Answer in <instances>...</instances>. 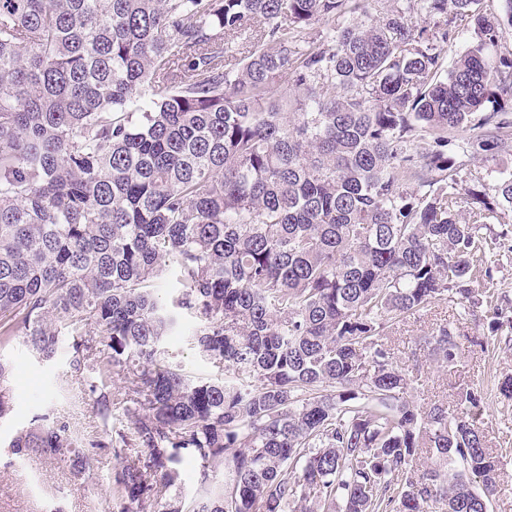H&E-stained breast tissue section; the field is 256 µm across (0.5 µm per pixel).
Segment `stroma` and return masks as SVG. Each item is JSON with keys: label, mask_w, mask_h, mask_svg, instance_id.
<instances>
[{"label": "stroma", "mask_w": 512, "mask_h": 512, "mask_svg": "<svg viewBox=\"0 0 512 512\" xmlns=\"http://www.w3.org/2000/svg\"><path fill=\"white\" fill-rule=\"evenodd\" d=\"M512 119V102L491 98L480 115L448 137V155L456 168L457 189H475L493 193L504 178L512 176V152H500L479 145L481 116L493 112ZM486 249L491 257L488 277L480 280L478 290L489 289L505 294L508 303L503 311L501 341H489L478 347L466 345L457 373L445 372L432 356L419 351V339L438 326L453 323L460 333L482 335L485 308L469 311L450 297L433 303L407 317L391 333L392 346L400 360L419 353L428 372L422 387L414 393L418 406L453 403L461 382L483 386L481 430L489 448H512V399L500 395L498 382L512 374V346L504 339L512 336V210L498 212L486 232ZM172 361L189 375L209 379L222 371L206 360L187 337L172 336L166 343ZM11 365L9 388L12 412L0 420V440L10 441L27 427L33 416L47 414L67 423L68 435L76 447H88L90 440L107 436L105 426L93 408V397L82 378L69 365L67 354L50 364L40 362L28 349L24 337L17 336L0 349ZM118 466L111 450L97 451L93 472L74 477L68 463L52 454L24 452L7 455L0 452V512H108V494Z\"/></svg>", "instance_id": "obj_1"}]
</instances>
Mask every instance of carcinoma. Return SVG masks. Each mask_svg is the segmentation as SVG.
<instances>
[{
    "label": "carcinoma",
    "mask_w": 512,
    "mask_h": 512,
    "mask_svg": "<svg viewBox=\"0 0 512 512\" xmlns=\"http://www.w3.org/2000/svg\"><path fill=\"white\" fill-rule=\"evenodd\" d=\"M418 2L445 41L459 18L490 42L512 28V0L503 28L479 0ZM319 21L331 45L308 47ZM484 48L442 79L427 29L371 19L369 0H0V347L22 334L47 362L69 336L97 413L122 406L131 433L90 443L119 460L121 512H488L503 456L481 388L421 408L422 363L387 342L450 294L501 329L499 299L470 284L512 177L494 202L469 192L464 224L443 151L493 92L512 98V60L492 68ZM288 76L298 112L277 94ZM480 128L512 146L509 124ZM186 317L228 377L170 360ZM466 339L440 326L421 342L452 373ZM10 373L0 358V420ZM8 447L66 455L76 476L94 464L46 414ZM182 449L202 464L188 499Z\"/></svg>",
    "instance_id": "1"
}]
</instances>
